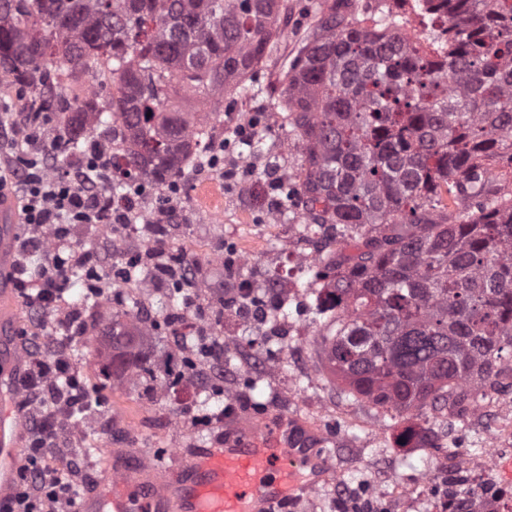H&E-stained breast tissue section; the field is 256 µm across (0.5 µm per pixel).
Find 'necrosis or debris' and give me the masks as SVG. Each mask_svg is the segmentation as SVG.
<instances>
[{
	"instance_id": "4bbe7bcc",
	"label": "necrosis or debris",
	"mask_w": 512,
	"mask_h": 512,
	"mask_svg": "<svg viewBox=\"0 0 512 512\" xmlns=\"http://www.w3.org/2000/svg\"><path fill=\"white\" fill-rule=\"evenodd\" d=\"M275 122L271 112L211 122L204 135L191 138L181 176L165 186L128 163L131 145L120 132L97 138L93 146L110 165L105 178L90 184L100 197L96 222L24 225L14 248L15 275L26 278L32 245L54 252L63 233L70 241L67 263L83 290L77 302L63 296L24 307L25 372L39 381L36 392L19 394L24 438L47 444L37 461L56 482L51 497L37 500L42 512H77L97 468L89 451L96 442L144 449V462L160 464L200 438L220 444L225 430L261 422L263 408L240 401L260 381L278 401H296L316 416L308 439L317 454L339 440L336 401L310 363L312 340L336 315L320 273L345 241L338 225L301 223L288 196L294 182L266 149ZM35 125L26 109L8 130L18 144L19 169L35 159L48 177L61 167L83 175L87 153L73 136L56 142L34 134ZM258 181L267 189L258 223L218 224L208 237H195L193 217L223 211L225 186ZM188 189L197 201L192 213L179 204ZM199 263L220 270L222 288L193 274ZM116 313L135 329L162 378L150 384L127 373L116 377L115 387L139 398L171 437L145 435L99 402L84 378L79 355L85 342L92 336L104 343ZM228 322L238 335H225ZM497 396L498 405L478 401L470 415L483 451L449 447L435 420H428L421 432L432 464L428 480L339 479L335 506L340 512H512V379L503 378ZM40 421L50 435L37 429Z\"/></svg>"
}]
</instances>
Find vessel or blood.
Masks as SVG:
<instances>
[{"label":"vessel or blood","mask_w":512,"mask_h":512,"mask_svg":"<svg viewBox=\"0 0 512 512\" xmlns=\"http://www.w3.org/2000/svg\"><path fill=\"white\" fill-rule=\"evenodd\" d=\"M292 431L225 439L190 449L166 473L150 465L108 464L117 491L90 499L83 512H277L276 506L306 486L318 485L330 459L301 455ZM21 453V433L9 409H0V501L12 491Z\"/></svg>","instance_id":"1"}]
</instances>
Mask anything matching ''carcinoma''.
I'll list each match as a JSON object with an SVG mask.
<instances>
[{"instance_id":"carcinoma-1","label":"carcinoma","mask_w":512,"mask_h":512,"mask_svg":"<svg viewBox=\"0 0 512 512\" xmlns=\"http://www.w3.org/2000/svg\"><path fill=\"white\" fill-rule=\"evenodd\" d=\"M282 0H0V69L35 116L84 143L122 120L129 163L176 178L189 137L218 116L172 94L241 93L278 35ZM431 50L389 19L320 25L285 74L283 111L305 155L297 202L348 224L360 254L336 266L341 315L323 337L354 399L386 411L474 401L512 372V0H416ZM108 60L107 107L71 85ZM112 349L135 332L112 322ZM137 372L125 353L101 375Z\"/></svg>"}]
</instances>
